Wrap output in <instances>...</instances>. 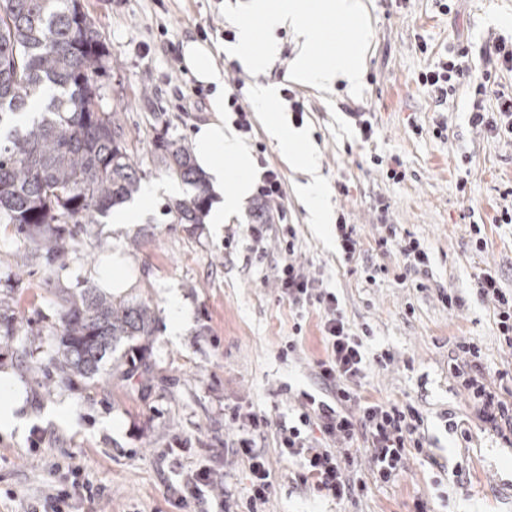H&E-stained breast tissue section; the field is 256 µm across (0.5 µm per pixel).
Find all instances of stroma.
<instances>
[{"label": "stroma", "mask_w": 512, "mask_h": 512, "mask_svg": "<svg viewBox=\"0 0 512 512\" xmlns=\"http://www.w3.org/2000/svg\"><path fill=\"white\" fill-rule=\"evenodd\" d=\"M111 54L103 80L104 108L122 114L123 133L143 171V185L170 178L155 157L159 137L191 140L212 117L211 93L198 111L181 109L195 78L182 65L183 40H205L225 83H241L250 97L254 82H276L304 106L302 128L319 154L335 218L354 225L360 248L345 260L335 227L307 221L294 173L263 127L261 107L251 114L247 138L284 177L281 209L250 199L221 231L207 224H179L160 196L141 223L118 228L89 224L75 246L46 264L36 245L0 224V314L21 312L9 341H0V371L11 370L26 394L30 422L19 437L0 435V512H44L51 485L72 476L54 462L80 464L103 493L81 501L80 512H184L190 475L206 466L223 476L221 486L195 499V512H248L247 467L226 448L238 433L224 417L230 407L267 412L294 422L300 392L320 391L315 363L325 346L319 307L297 310L282 300L274 271L282 261L280 239L296 233L293 259L318 287L334 291L351 333L362 336L367 366L362 396L408 401L425 418V447L410 455L391 483L367 493L332 499L302 483L297 459L275 455L274 436L259 441L269 453L273 494L269 512H512V433L490 429L474 413L450 373L456 344L477 342L490 372L502 371L501 391L512 397V348L500 339L493 307L478 278L498 272L512 291V224L496 223L512 205V140L491 137L469 122L471 87L461 82L446 101L419 82L440 59L468 46L480 59L491 41L512 37V0H362L367 27L366 69L358 92L338 85L326 93L287 80L295 54L281 33L274 66L254 75L224 54L230 30L228 0H81ZM152 87L143 99L142 86ZM373 127L363 138L353 113ZM443 135H435L437 124ZM465 189H458L459 180ZM261 210L268 230L252 245V213ZM479 224L486 246L476 249L471 226ZM415 239L429 255L427 267L409 271L401 241ZM122 251L132 261L129 300L148 303L155 332L145 342H126L93 379L55 383L59 290L95 287L92 274L106 254ZM27 265L16 268V254ZM177 292L187 329L167 331V295ZM459 296L451 308L443 292ZM295 350L280 351L287 343ZM391 356L378 364L381 353ZM67 403L73 419L61 426L45 411Z\"/></svg>", "instance_id": "obj_1"}]
</instances>
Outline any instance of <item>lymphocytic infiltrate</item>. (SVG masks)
I'll return each instance as SVG.
<instances>
[{"label":"lymphocytic infiltrate","instance_id":"f902f5d3","mask_svg":"<svg viewBox=\"0 0 512 512\" xmlns=\"http://www.w3.org/2000/svg\"><path fill=\"white\" fill-rule=\"evenodd\" d=\"M468 54L467 47L458 48L453 59L422 73L421 84L431 89L437 99H446L460 79L471 77L463 63ZM502 70L512 71V42L501 39L486 54L479 76L473 77L470 120L496 137L512 139V89L498 83L497 76ZM488 98L493 100V108H486L484 101ZM295 248L294 240H285V260L276 268L275 277L281 296L289 305L298 309L316 304L323 310L326 356L316 363V377L330 398L325 401L302 393L297 407L298 422L293 426L275 423L265 413L244 414L239 409H229V419L238 423L242 432L230 447L248 469L249 512H261L272 495L270 459L253 445L255 437L268 431L276 433L277 454L300 457L302 482L338 499L352 495L356 488L348 476L355 443H362L369 454L372 478L377 484L393 482L404 470L409 455L424 448L420 433L423 415L412 403L366 401L357 392L356 384L365 363L363 344L349 334L335 293L315 287L295 263ZM478 285L481 296L494 307L503 341L512 347V293L503 291L497 273L491 270L480 275ZM457 349L461 361L453 365L452 371L474 410L492 429L512 431V400L503 397L487 379L480 346L463 340ZM339 444L344 447L340 454L335 451Z\"/></svg>","mask_w":512,"mask_h":512}]
</instances>
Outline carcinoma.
I'll return each instance as SVG.
<instances>
[{"instance_id": "carcinoma-1", "label": "carcinoma", "mask_w": 512, "mask_h": 512, "mask_svg": "<svg viewBox=\"0 0 512 512\" xmlns=\"http://www.w3.org/2000/svg\"><path fill=\"white\" fill-rule=\"evenodd\" d=\"M111 54L80 0H0V122L33 106L39 116L0 142V224H13L53 264L74 241L70 224H98L141 190L140 168L102 107ZM166 173L194 189L169 212L201 224L207 184L189 146L158 144ZM57 377L92 379L123 341L154 333L144 302L86 288L62 297Z\"/></svg>"}]
</instances>
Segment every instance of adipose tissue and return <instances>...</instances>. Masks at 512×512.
<instances>
[{
    "label": "adipose tissue",
    "mask_w": 512,
    "mask_h": 512,
    "mask_svg": "<svg viewBox=\"0 0 512 512\" xmlns=\"http://www.w3.org/2000/svg\"><path fill=\"white\" fill-rule=\"evenodd\" d=\"M243 18L237 21L236 41L230 48L232 58L244 70L262 73L277 60L280 47L277 33L292 30L298 37L300 51L291 63L288 79L303 85L331 91L337 83H346L350 91H358L365 69V28L361 0H243ZM260 17L261 28H253L249 20ZM346 23L348 36L336 46L318 47L319 26L323 22ZM183 64L198 81L212 84L216 92L211 101L213 118L193 134L194 157L207 174L215 199L207 223L222 225L237 216L253 195L258 181V167L248 141L224 119V77L213 62L210 48L194 40L181 46ZM253 98L266 111L264 130L289 167L302 173L306 181L300 186L313 224H328L332 215L324 204L322 176L304 132L288 125L274 107L278 88L273 83H254ZM24 391L12 371L0 372V432L25 429L28 419L21 415Z\"/></svg>",
    "instance_id": "ef3b65f1"
}]
</instances>
